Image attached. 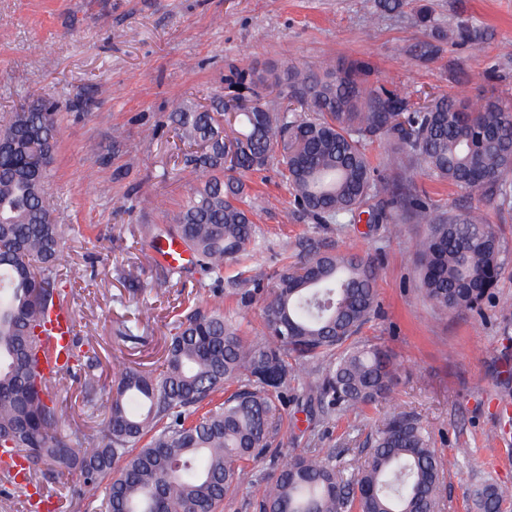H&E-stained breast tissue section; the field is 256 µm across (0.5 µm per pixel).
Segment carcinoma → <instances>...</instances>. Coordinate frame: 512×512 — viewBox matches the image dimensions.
Returning <instances> with one entry per match:
<instances>
[{
  "label": "carcinoma",
  "mask_w": 512,
  "mask_h": 512,
  "mask_svg": "<svg viewBox=\"0 0 512 512\" xmlns=\"http://www.w3.org/2000/svg\"><path fill=\"white\" fill-rule=\"evenodd\" d=\"M230 75L258 99L234 113L232 139L223 124L235 108L229 101L210 109L186 102L169 115L180 141L201 153L186 164L192 185L172 223L148 226L153 240L179 239L202 271L222 276L224 261L248 252L258 233L237 174L275 162L295 204L318 224H382L401 212L427 225L418 248L426 299L444 312L477 309L502 266L493 225L470 208L442 212L422 192L375 174L364 145L383 138L399 166L509 211L512 110L493 96L414 101L371 84L362 61ZM263 90L275 97L259 102ZM3 131L15 147L0 154V469L10 471L17 455L25 476L45 466L76 481L97 512H221L227 496L253 485L249 463L271 448L283 395L307 364L319 361L322 371L293 400L311 417L359 415L390 397L392 355L353 340L377 308L375 267L349 252L310 251L276 274L261 338L242 336L219 308L193 309L174 326L157 371H121L107 416L87 444L74 441L59 427L38 357L47 315L69 298L60 286L64 231L39 163L54 152L56 113L13 111ZM81 346L73 341L57 377L78 362L91 406L99 363ZM370 448L347 479L329 450L289 456L268 478L260 512H438L440 456L416 415L390 414ZM474 497L479 512H502L512 490L486 483Z\"/></svg>",
  "instance_id": "carcinoma-1"
}]
</instances>
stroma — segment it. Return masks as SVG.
Returning a JSON list of instances; mask_svg holds the SVG:
<instances>
[{"label":"stroma","mask_w":512,"mask_h":512,"mask_svg":"<svg viewBox=\"0 0 512 512\" xmlns=\"http://www.w3.org/2000/svg\"><path fill=\"white\" fill-rule=\"evenodd\" d=\"M463 28L469 41L459 38ZM425 43L433 57L421 56ZM353 59L370 62L372 81L410 93L492 92L512 106V0H401L385 13L375 12L374 0H0V114L41 99L57 106L47 189L64 229L63 266L83 271L68 285V308L100 362L96 407L83 404L80 382L56 385L64 431L94 432L116 375L154 369L188 304L224 308L254 339L266 296L240 304L248 281L271 287L281 266L311 249L375 261L380 310L357 338L395 355L392 397L357 417L313 422L284 402L276 459L256 463L254 485L227 497L223 512H257L267 477L292 447L333 449L346 471L357 470L370 435L394 411L420 417L446 462L441 512H477L472 494L485 480L512 486V433L501 432V410L512 409L502 373L512 360V211L409 176L393 164L387 142L368 145L389 181L414 184L446 212L477 209L494 225L504 261L493 294L479 310L460 313L435 308L418 286L416 243L426 225L405 217L395 225L313 223L275 166L243 176L258 242L225 262L222 281L169 274L142 234L143 225L170 223L189 191L190 149L168 121L177 104H209L235 68L314 69ZM125 325L136 341L118 338ZM37 491L43 512H78L79 484L44 469L20 485L0 478V512H25Z\"/></svg>","instance_id":"obj_1"}]
</instances>
